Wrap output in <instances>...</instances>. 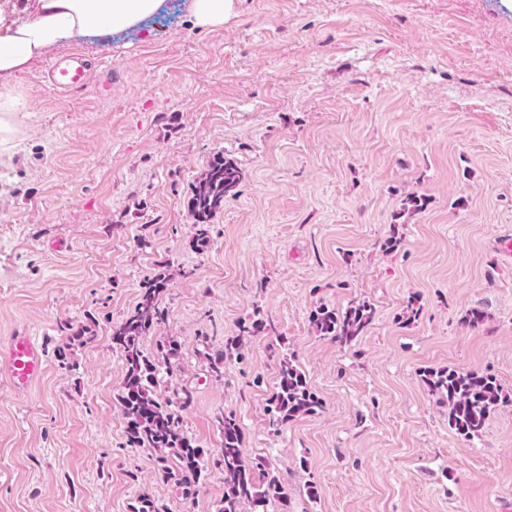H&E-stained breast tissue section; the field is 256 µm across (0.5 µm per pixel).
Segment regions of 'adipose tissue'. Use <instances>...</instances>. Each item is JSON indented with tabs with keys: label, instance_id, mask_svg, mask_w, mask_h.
<instances>
[{
	"label": "adipose tissue",
	"instance_id": "obj_1",
	"mask_svg": "<svg viewBox=\"0 0 512 512\" xmlns=\"http://www.w3.org/2000/svg\"><path fill=\"white\" fill-rule=\"evenodd\" d=\"M163 0H27L25 17L0 0V154L22 133L16 118L26 96L8 84L49 49L76 37L104 38L138 27L154 16Z\"/></svg>",
	"mask_w": 512,
	"mask_h": 512
}]
</instances>
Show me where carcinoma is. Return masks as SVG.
Segmentation results:
<instances>
[{
    "label": "carcinoma",
    "mask_w": 512,
    "mask_h": 512,
    "mask_svg": "<svg viewBox=\"0 0 512 512\" xmlns=\"http://www.w3.org/2000/svg\"><path fill=\"white\" fill-rule=\"evenodd\" d=\"M242 179L243 172L234 160L218 155L210 161L188 202L196 246L206 244L207 221L224 207L226 197L235 194ZM170 280V274L163 272L144 281L134 309L112 329V343L120 349L125 361L118 403L129 445L170 451L175 466H167L166 456L159 457L164 477L175 480L183 493L190 495L208 470L203 449L192 444L182 427L180 412L193 403V395L185 390L170 401L160 399L155 392L160 375L171 372V360L179 356L181 346L177 340L168 338L159 342L155 355L145 354L140 346L141 337L167 317L161 307V295ZM373 317L374 308L364 301L343 312L321 306L312 314L311 322L319 335L341 346H351L363 336ZM266 329L267 321L260 318V312H255L254 319L239 325L237 338L211 359V370L222 375L224 358L234 354L242 357L243 341ZM425 383L430 390L446 395L450 425L468 438L482 432L495 407L512 401L491 374L450 369L431 371ZM320 406L303 371L290 357L283 356L279 382L267 399L269 427L277 431L299 416L315 413ZM215 425L222 437V448L214 465L224 473V497L217 512H242L246 504L257 509L272 502L288 507V484L263 463L245 464L236 419L220 414L215 418Z\"/></svg>",
    "instance_id": "obj_1"
}]
</instances>
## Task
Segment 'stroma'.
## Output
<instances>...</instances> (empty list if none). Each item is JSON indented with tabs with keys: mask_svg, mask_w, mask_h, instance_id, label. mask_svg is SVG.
<instances>
[{
	"mask_svg": "<svg viewBox=\"0 0 512 512\" xmlns=\"http://www.w3.org/2000/svg\"><path fill=\"white\" fill-rule=\"evenodd\" d=\"M73 52L89 85L61 93L44 72ZM13 82L30 107L0 156V345L26 331L48 357L27 391L0 373V512H132L144 494L217 512L220 469L186 498L126 440L112 328L161 271L168 318L141 347L181 350L158 394L192 392L183 427L211 454L216 415H235L289 512L512 506V404L467 438L424 382L476 371L512 394V0H237L213 29L166 0L143 30L73 40ZM219 154L243 179L199 248L188 200ZM362 301L353 346L316 332L319 306ZM257 313L274 331L215 376L209 355ZM285 354L321 407L275 432Z\"/></svg>",
	"mask_w": 512,
	"mask_h": 512,
	"instance_id": "obj_1",
	"label": "stroma"
}]
</instances>
